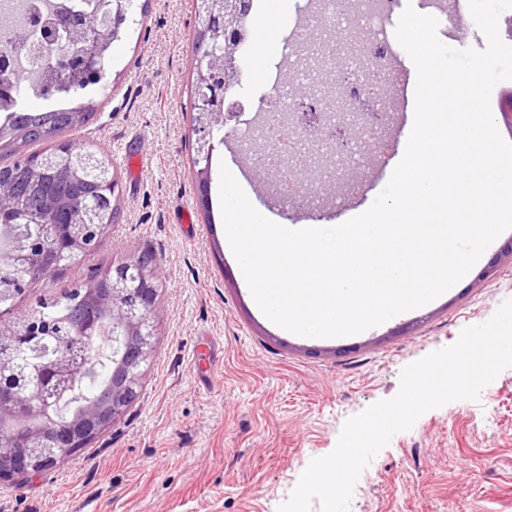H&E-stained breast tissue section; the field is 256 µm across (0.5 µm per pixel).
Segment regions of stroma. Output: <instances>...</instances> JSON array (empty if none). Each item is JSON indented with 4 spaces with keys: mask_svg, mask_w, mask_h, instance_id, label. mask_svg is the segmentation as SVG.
Here are the masks:
<instances>
[{
    "mask_svg": "<svg viewBox=\"0 0 512 512\" xmlns=\"http://www.w3.org/2000/svg\"><path fill=\"white\" fill-rule=\"evenodd\" d=\"M112 45V95L80 92L95 112L73 138L106 157L120 213L102 244L49 278L79 285L151 251L163 286L158 335L139 398L90 447L41 475L0 484V512H277L347 418L394 397L409 363L455 343L512 299V229L433 301L347 339L293 334L255 303L229 245L220 165L279 224L336 226L386 187L406 139L399 105L385 168L342 209L317 215L255 193L232 139L216 145L207 183L194 159V0H138ZM350 512H512V368L479 400H455L397 433L354 485Z\"/></svg>",
    "mask_w": 512,
    "mask_h": 512,
    "instance_id": "obj_1",
    "label": "stroma"
}]
</instances>
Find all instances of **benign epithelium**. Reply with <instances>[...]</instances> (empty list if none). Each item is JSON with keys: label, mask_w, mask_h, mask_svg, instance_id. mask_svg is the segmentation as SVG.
<instances>
[{"label": "benign epithelium", "mask_w": 512, "mask_h": 512, "mask_svg": "<svg viewBox=\"0 0 512 512\" xmlns=\"http://www.w3.org/2000/svg\"><path fill=\"white\" fill-rule=\"evenodd\" d=\"M216 0H202L197 12L199 64L195 72L194 106L202 116L199 142L207 155L215 149L213 131L228 121L224 101L231 86L206 57L215 53L217 37L229 53L236 39L226 14L215 9ZM128 20V0H110V8L96 15V36L114 35ZM29 22L43 31V46L56 45L58 28L69 33H86L87 17L60 16L48 21L39 15ZM76 66L81 78L98 71L97 59L59 58L49 69ZM31 168H52L80 192L104 197L111 192L114 173L97 152L75 153L61 143L43 161H27ZM47 215L65 212V219L52 222L29 216L22 224L0 221V271L22 268L32 277L44 278L77 263L96 249L106 234L103 212L95 206L76 216L67 201L50 199ZM159 296L157 269L138 258L98 272L82 285L80 305L74 312L69 336L59 341L46 361L37 352V336L44 327L22 313L12 320L0 318V482L35 476L65 461L85 443L125 414L138 399L144 368L154 349ZM112 340V360L117 372L112 388L77 417H59L77 373L90 362L93 340Z\"/></svg>", "instance_id": "obj_1"}]
</instances>
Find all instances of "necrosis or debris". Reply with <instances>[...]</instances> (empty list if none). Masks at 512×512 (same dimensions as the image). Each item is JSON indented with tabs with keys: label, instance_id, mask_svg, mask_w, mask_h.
Here are the masks:
<instances>
[{
	"label": "necrosis or debris",
	"instance_id": "obj_1",
	"mask_svg": "<svg viewBox=\"0 0 512 512\" xmlns=\"http://www.w3.org/2000/svg\"><path fill=\"white\" fill-rule=\"evenodd\" d=\"M105 0H0V13L13 16L18 36L5 38L12 64L0 84L12 94L0 98V112L39 98L46 65L35 49L40 28L27 22L37 12L52 19L74 11H101ZM397 0H306V9L280 53L270 82L275 93L255 104L233 98V133L255 148L254 161L276 177L273 191L285 204L299 200L316 211L360 191L381 161L395 110L397 78L390 68L395 45L385 34ZM334 154L335 167L321 178L343 186L331 197L310 192L299 174Z\"/></svg>",
	"mask_w": 512,
	"mask_h": 512
}]
</instances>
